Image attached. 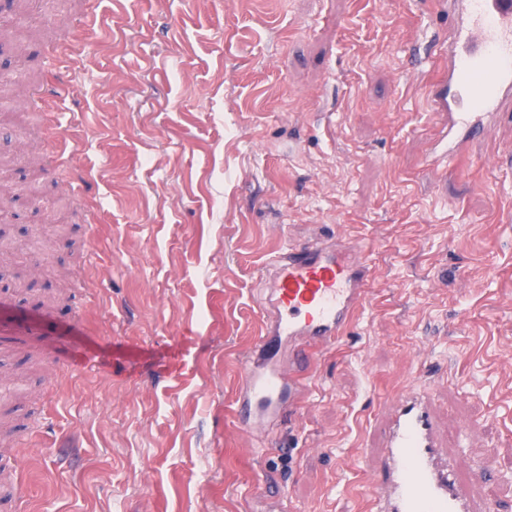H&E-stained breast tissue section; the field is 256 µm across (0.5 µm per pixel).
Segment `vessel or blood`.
<instances>
[{
    "instance_id": "vessel-or-blood-1",
    "label": "vessel or blood",
    "mask_w": 512,
    "mask_h": 512,
    "mask_svg": "<svg viewBox=\"0 0 512 512\" xmlns=\"http://www.w3.org/2000/svg\"><path fill=\"white\" fill-rule=\"evenodd\" d=\"M448 65L429 86L427 106L443 123L431 170L477 153L488 122L512 114V0H451ZM371 261L352 242L292 244L270 264L263 332L242 366L235 418L257 440L284 407L307 392L314 356L343 337L367 294ZM373 512H496L475 502L445 453L427 396L397 400L376 462Z\"/></svg>"
}]
</instances>
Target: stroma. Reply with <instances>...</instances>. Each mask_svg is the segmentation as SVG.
<instances>
[{"label":"stroma","instance_id":"35a3bbf8","mask_svg":"<svg viewBox=\"0 0 512 512\" xmlns=\"http://www.w3.org/2000/svg\"><path fill=\"white\" fill-rule=\"evenodd\" d=\"M0 120L68 224L0 292V512H364L395 399L429 396L461 479L512 512V124L428 170L439 0H33ZM316 234L373 277L268 454L234 425L268 263Z\"/></svg>","mask_w":512,"mask_h":512}]
</instances>
